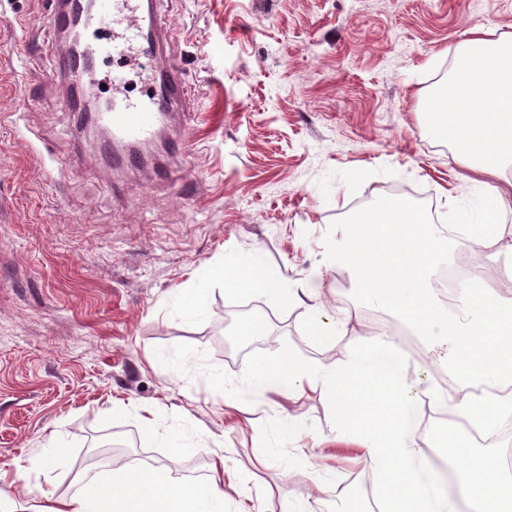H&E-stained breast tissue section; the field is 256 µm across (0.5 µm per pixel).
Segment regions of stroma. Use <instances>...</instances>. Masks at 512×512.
I'll list each match as a JSON object with an SVG mask.
<instances>
[{
	"instance_id": "1",
	"label": "stroma",
	"mask_w": 512,
	"mask_h": 512,
	"mask_svg": "<svg viewBox=\"0 0 512 512\" xmlns=\"http://www.w3.org/2000/svg\"><path fill=\"white\" fill-rule=\"evenodd\" d=\"M48 3L0 0V463L18 512L112 466L206 471L219 447L228 512H348L338 487L372 472L360 439L332 432L320 392L257 391L247 375L288 354L339 367L370 335L376 307L322 264L342 224L381 198L447 226L475 208L476 172L420 107L469 27L512 34V0H156L185 110L154 143L159 166L124 171L62 109ZM186 130L191 150L174 149ZM230 256L297 299L228 296L217 279L205 315H177L172 290ZM318 303L348 319L333 340L308 331ZM35 453L46 472L23 471Z\"/></svg>"
}]
</instances>
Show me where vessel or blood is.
Here are the masks:
<instances>
[{"label": "vessel or blood", "mask_w": 512, "mask_h": 512, "mask_svg": "<svg viewBox=\"0 0 512 512\" xmlns=\"http://www.w3.org/2000/svg\"><path fill=\"white\" fill-rule=\"evenodd\" d=\"M81 16L85 27L99 32L100 37L87 43L77 65L83 73V89L87 96L97 97L101 60L123 59L129 49H137L145 58H152L162 46L171 25L158 13L154 0H68L49 13L48 23L62 29L72 15ZM158 91L141 97L124 94L122 70L112 72L114 92L109 107L97 113L98 123L106 129L114 146L112 162L121 166L138 163L133 147L151 142L170 121L182 99V83L172 68L154 72Z\"/></svg>", "instance_id": "obj_1"}]
</instances>
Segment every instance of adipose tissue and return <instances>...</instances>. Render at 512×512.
<instances>
[{"label": "adipose tissue", "instance_id": "1", "mask_svg": "<svg viewBox=\"0 0 512 512\" xmlns=\"http://www.w3.org/2000/svg\"><path fill=\"white\" fill-rule=\"evenodd\" d=\"M427 102L429 131L448 138L460 163L484 176L480 217L467 225L469 241L512 255V241L502 230L512 215V180L505 176L512 166V37L498 35L488 22L467 29L456 47L452 76ZM454 248L447 235L428 226L421 210L401 199L383 200L345 225L342 240L326 258L327 264L356 276L366 302L394 311L414 335L440 336L449 343L454 393L429 386L420 365L387 335L356 339L339 368L288 357L249 377L260 390L308 387L333 400L332 430L362 436L390 512H461L463 500L475 512H512L511 476L470 464L455 498L437 492L417 469L425 451L412 436L410 422L425 399L447 400L457 422L443 450L451 460L462 453L459 426L481 424L489 430L498 419L512 416V394H494L512 385V298L499 295L491 280L475 276L444 301L433 275ZM376 374L391 383L384 398L395 416L384 427L361 413L360 384ZM223 476L220 450L210 475L191 482L173 478L165 466L122 467L81 477L45 512H225Z\"/></svg>", "mask_w": 512, "mask_h": 512}]
</instances>
